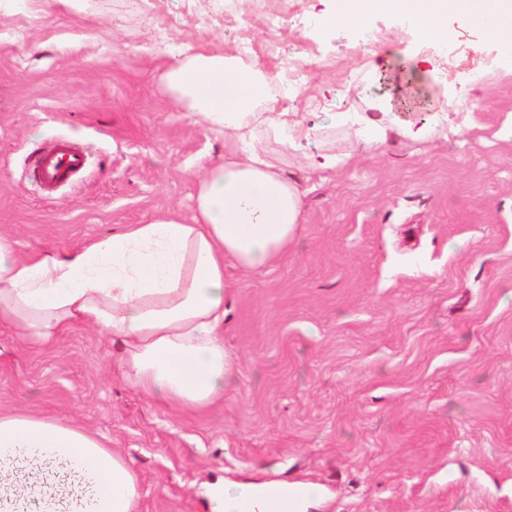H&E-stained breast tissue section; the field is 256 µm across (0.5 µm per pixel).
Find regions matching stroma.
Listing matches in <instances>:
<instances>
[{
  "label": "stroma",
  "mask_w": 512,
  "mask_h": 512,
  "mask_svg": "<svg viewBox=\"0 0 512 512\" xmlns=\"http://www.w3.org/2000/svg\"><path fill=\"white\" fill-rule=\"evenodd\" d=\"M329 0H0V235L64 254L129 224L192 223L197 177L238 147L162 76L241 55L300 93L249 115L301 192L288 254L224 267L237 370L204 413L149 398L79 325L49 348L0 331V412L61 418L122 453L140 512H211L202 484L319 489L314 512H512V59L452 17L314 26ZM277 51H270V43ZM69 140L84 172L34 192L26 160Z\"/></svg>",
  "instance_id": "1"
}]
</instances>
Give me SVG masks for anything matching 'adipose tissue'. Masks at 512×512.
Masks as SVG:
<instances>
[{"instance_id":"1","label":"adipose tissue","mask_w":512,"mask_h":512,"mask_svg":"<svg viewBox=\"0 0 512 512\" xmlns=\"http://www.w3.org/2000/svg\"><path fill=\"white\" fill-rule=\"evenodd\" d=\"M388 14L440 43L461 17L499 47L512 0H335L321 17L344 29ZM167 89L225 132L270 97V75L224 54L197 53L164 75ZM193 223L166 216L132 224L65 257L18 255L0 237V328L32 346L76 325L118 341L131 382L145 395L202 411L224 396L235 360L224 347L225 260L258 274L283 257L303 199L257 152L234 153L197 182ZM138 512L137 476L95 434L59 418L0 414V512Z\"/></svg>"}]
</instances>
